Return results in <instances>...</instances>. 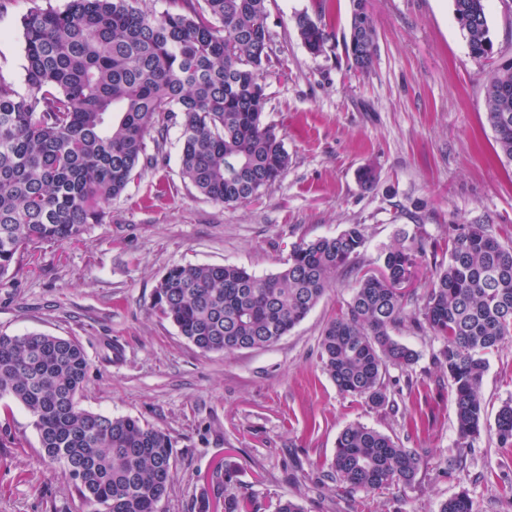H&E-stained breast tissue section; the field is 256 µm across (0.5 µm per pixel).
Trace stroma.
<instances>
[{"label":"stroma","mask_w":512,"mask_h":512,"mask_svg":"<svg viewBox=\"0 0 512 512\" xmlns=\"http://www.w3.org/2000/svg\"><path fill=\"white\" fill-rule=\"evenodd\" d=\"M32 0L0 11V74L21 81L20 20ZM378 35L372 70H349L343 36L350 0H268L272 47L264 119L285 138L287 172L249 202L224 206L180 173V130L166 161L146 170L109 205L105 223L79 240L24 255L0 280V333L76 338L89 360L81 406L130 416L174 441L172 490L161 512L194 503L225 462L247 512H270L279 495L304 512H437L468 490L474 512H512V447L482 432L466 470L456 465L455 395L433 362L440 343L409 327L394 337L419 354L412 372L390 369L394 410L343 395L317 355L325 324L349 301L357 279L381 270L379 254L400 229L422 225L447 260L448 227L491 224L512 244V164L496 155L487 119L489 74L512 63V0H486L490 57H474L453 0H368ZM323 16L324 54L308 53L297 14ZM375 165L376 185L358 171ZM367 227L354 270L272 346L202 354L152 309L153 292L174 265H237L269 274L294 243ZM481 392L487 421L512 403V346L488 357ZM360 423L427 451L413 487L347 491L324 473L336 440ZM77 494L42 459L33 418L0 399V512H84Z\"/></svg>","instance_id":"stroma-1"}]
</instances>
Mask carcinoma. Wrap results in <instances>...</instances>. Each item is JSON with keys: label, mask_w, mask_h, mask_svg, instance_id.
Segmentation results:
<instances>
[{"label": "carcinoma", "mask_w": 512, "mask_h": 512, "mask_svg": "<svg viewBox=\"0 0 512 512\" xmlns=\"http://www.w3.org/2000/svg\"><path fill=\"white\" fill-rule=\"evenodd\" d=\"M267 0H169L159 15L146 0H68L64 9L34 4L21 18L22 86L0 74V280L26 251L75 240L107 218L106 205L135 177L164 160L168 129H181L180 170L200 194L234 205L258 196L287 169L283 135L264 121V73L271 62ZM472 55L493 52L484 0H453ZM295 29L310 54L329 34L308 14ZM344 49L365 74L377 52L367 0H351ZM488 121L500 156L512 163V67L487 84ZM153 151H148L147 137ZM366 227L302 240L285 267L258 276L235 265L174 266L160 278L153 308L200 352L270 346L299 324L333 284L354 268ZM437 259L421 225L382 254V273L356 281L345 309L319 340L322 370L344 395L373 409L389 404V368L409 372L418 353L391 335L409 322L441 345L434 363L455 395L459 462L488 428L482 379L486 355L512 343V245L491 224L448 226V262L434 263L426 299L407 313L409 293L393 283ZM89 370L79 341L0 334V398L34 418L43 460L92 512H161L172 490L174 446L166 432L132 417L79 405ZM512 446V404L495 419ZM423 457L364 425L336 441L332 477L376 493L414 484ZM236 467L224 464L216 492L197 512H243L229 491ZM438 512H472L463 490Z\"/></svg>", "instance_id": "obj_1"}]
</instances>
